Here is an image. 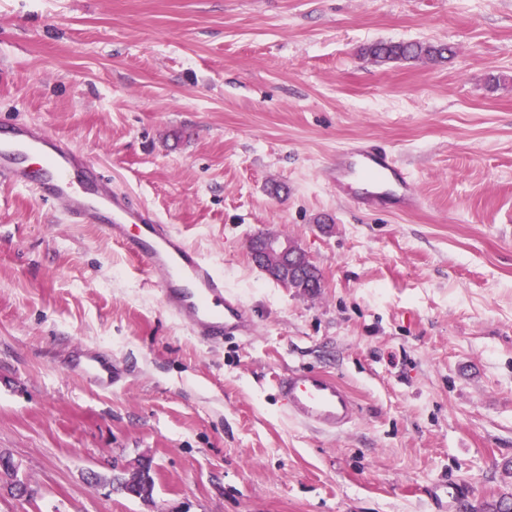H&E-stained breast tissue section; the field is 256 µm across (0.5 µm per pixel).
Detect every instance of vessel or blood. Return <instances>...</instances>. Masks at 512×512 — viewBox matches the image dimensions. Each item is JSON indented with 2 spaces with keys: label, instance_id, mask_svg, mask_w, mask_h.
Here are the masks:
<instances>
[{
  "label": "vessel or blood",
  "instance_id": "vessel-or-blood-1",
  "mask_svg": "<svg viewBox=\"0 0 512 512\" xmlns=\"http://www.w3.org/2000/svg\"><path fill=\"white\" fill-rule=\"evenodd\" d=\"M336 180L359 174L374 178L396 194L404 209L419 196L401 177L388 155L365 145L340 150ZM0 181L33 190L36 198L59 205L74 224L98 225L130 255L142 260L154 277L164 308L187 324L200 341L218 344L229 336H247L254 320L224 274L189 246L174 229L130 196L112 191L108 179L82 152L71 149L41 127L0 121ZM70 372L108 391L123 380L105 352L78 344L68 357ZM287 415L312 429L338 434L356 418V404L333 376L291 369L276 380Z\"/></svg>",
  "mask_w": 512,
  "mask_h": 512
}]
</instances>
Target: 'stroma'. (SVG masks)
<instances>
[{
  "instance_id": "stroma-1",
  "label": "stroma",
  "mask_w": 512,
  "mask_h": 512,
  "mask_svg": "<svg viewBox=\"0 0 512 512\" xmlns=\"http://www.w3.org/2000/svg\"><path fill=\"white\" fill-rule=\"evenodd\" d=\"M441 62L379 63L375 42ZM0 116L82 151L252 313L199 341L143 263L0 183V512H484L512 498V0H0ZM389 152L423 203L358 208L337 151ZM262 232L321 274L253 261ZM91 345L126 373L66 371ZM330 373L355 422L287 416L275 377ZM153 462L152 501L109 486ZM102 480L89 483V472ZM364 50L368 56L380 62L411 61L420 58L443 61L454 54L451 46L430 42H377L368 45ZM294 251L303 253V264L297 269H288V266H284L282 269H278V278L281 277L284 280L288 279V283L291 284L289 288H295L298 291L311 293L315 289L321 287V278L315 265L310 261L308 256L295 247Z\"/></svg>"
}]
</instances>
